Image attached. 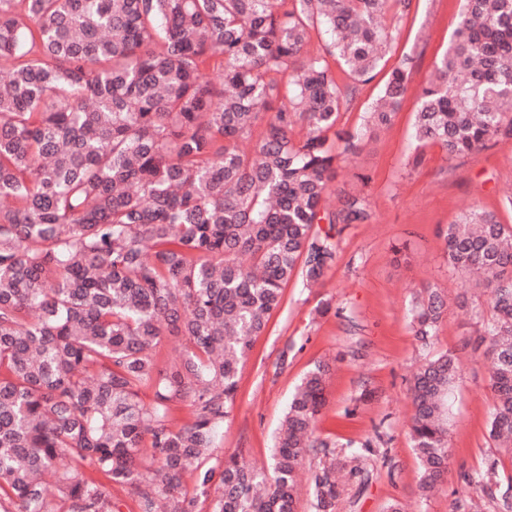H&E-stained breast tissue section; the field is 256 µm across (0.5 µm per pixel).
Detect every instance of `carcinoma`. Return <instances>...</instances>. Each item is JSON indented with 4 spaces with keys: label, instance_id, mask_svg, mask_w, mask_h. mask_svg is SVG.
Listing matches in <instances>:
<instances>
[{
    "label": "carcinoma",
    "instance_id": "1",
    "mask_svg": "<svg viewBox=\"0 0 512 512\" xmlns=\"http://www.w3.org/2000/svg\"><path fill=\"white\" fill-rule=\"evenodd\" d=\"M462 2L419 95L414 167L428 145L461 159L512 138V0ZM411 6L0 0V512H116L114 489L138 512L162 500L167 512H196L212 489L211 512H296V473L319 454L312 512H335L370 445L338 453L313 436L326 363L293 392L267 467L213 455L241 363L288 281L324 280L345 228L373 220L362 191L336 185L338 169L389 127L413 57L361 125L340 116L388 51L385 15ZM315 29L329 42L311 54ZM443 241L448 267L488 291L490 319L468 344L491 356L489 435L508 444L512 228L472 209ZM447 307L432 286L413 300L423 347ZM166 334L188 346L159 369L153 349ZM458 375L455 355L440 353L410 388L423 496L447 468ZM463 479L512 512L496 460Z\"/></svg>",
    "mask_w": 512,
    "mask_h": 512
}]
</instances>
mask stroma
<instances>
[{
    "mask_svg": "<svg viewBox=\"0 0 512 512\" xmlns=\"http://www.w3.org/2000/svg\"><path fill=\"white\" fill-rule=\"evenodd\" d=\"M461 0H413L396 23L392 48L374 78L358 85L340 121L361 123L390 72L404 56L414 59L408 91L390 127L338 171V186L365 188L374 220L349 225L338 242L336 266L323 287L303 288L300 279L284 290V305L272 314L267 333L255 339L239 373L236 402L221 433L220 456L242 453L249 462L269 457L288 400L315 363L328 361L326 403L317 423L320 437L337 446L370 444L362 474L346 482L336 512H385L388 501L405 512H458L473 501L479 512H495L464 472L499 461L502 481L512 480V448L490 439L494 395L490 362L464 343L476 335L490 309L485 299L457 300L465 277L448 268L441 233L472 207L494 213L512 226V208L501 186L512 179V139H504L465 159L445 158L439 147L424 150L419 167L408 163L418 95L434 61L448 47ZM407 257L395 261L394 246ZM439 288L448 299L431 349H424L409 325V308L423 286ZM332 311L320 314L323 302ZM453 352L460 375L449 398L448 468L429 497L418 485L420 466L410 434V380L427 353Z\"/></svg>",
    "mask_w": 512,
    "mask_h": 512,
    "instance_id": "35a3bbf8",
    "label": "stroma"
}]
</instances>
